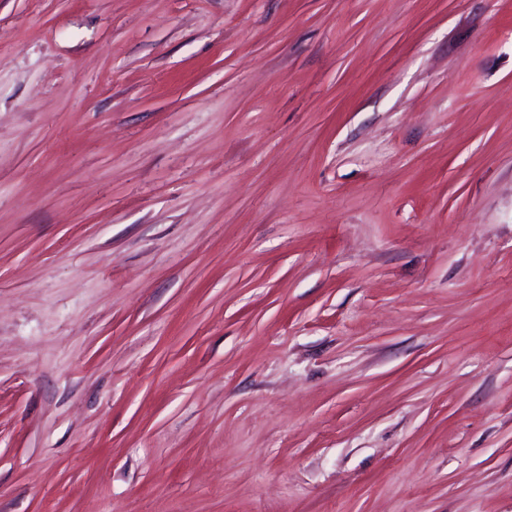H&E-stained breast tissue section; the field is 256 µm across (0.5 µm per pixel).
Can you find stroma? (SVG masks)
Wrapping results in <instances>:
<instances>
[{"label":"stroma","instance_id":"stroma-1","mask_svg":"<svg viewBox=\"0 0 512 512\" xmlns=\"http://www.w3.org/2000/svg\"><path fill=\"white\" fill-rule=\"evenodd\" d=\"M0 512H512V0H0Z\"/></svg>","mask_w":512,"mask_h":512}]
</instances>
